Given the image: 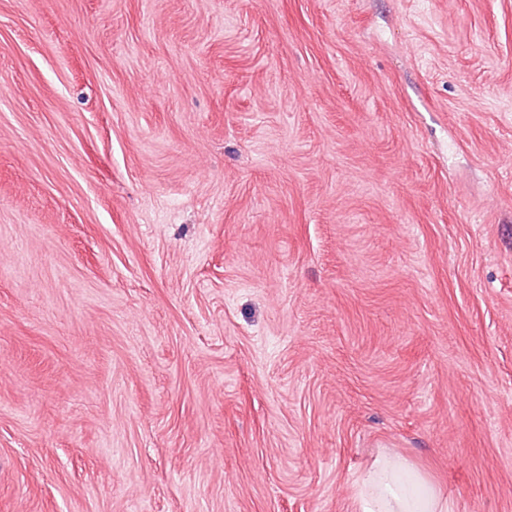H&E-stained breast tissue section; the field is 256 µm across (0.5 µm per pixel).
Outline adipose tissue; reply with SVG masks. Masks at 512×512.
Segmentation results:
<instances>
[{"mask_svg":"<svg viewBox=\"0 0 512 512\" xmlns=\"http://www.w3.org/2000/svg\"><path fill=\"white\" fill-rule=\"evenodd\" d=\"M360 512H453L440 489L427 487L406 458H380L356 481Z\"/></svg>","mask_w":512,"mask_h":512,"instance_id":"obj_1","label":"adipose tissue"}]
</instances>
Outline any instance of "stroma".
<instances>
[{
  "mask_svg": "<svg viewBox=\"0 0 512 512\" xmlns=\"http://www.w3.org/2000/svg\"><path fill=\"white\" fill-rule=\"evenodd\" d=\"M512 512V0H0V512ZM356 491L361 512H453L448 497L428 485L406 458L377 459L357 479Z\"/></svg>",
  "mask_w": 512,
  "mask_h": 512,
  "instance_id": "35a3bbf8",
  "label": "stroma"
}]
</instances>
